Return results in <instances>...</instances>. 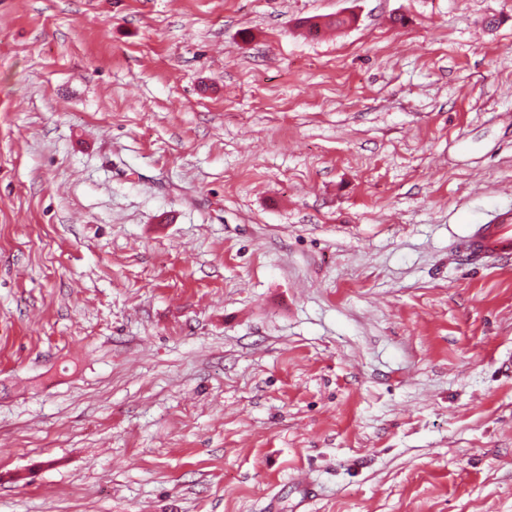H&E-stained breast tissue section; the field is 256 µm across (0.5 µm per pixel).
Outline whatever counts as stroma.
Here are the masks:
<instances>
[{
    "instance_id": "obj_1",
    "label": "stroma",
    "mask_w": 512,
    "mask_h": 512,
    "mask_svg": "<svg viewBox=\"0 0 512 512\" xmlns=\"http://www.w3.org/2000/svg\"><path fill=\"white\" fill-rule=\"evenodd\" d=\"M509 210L512 0H0V512H512ZM456 247L471 265L483 267L512 257V214L501 223L476 224L456 239Z\"/></svg>"
}]
</instances>
